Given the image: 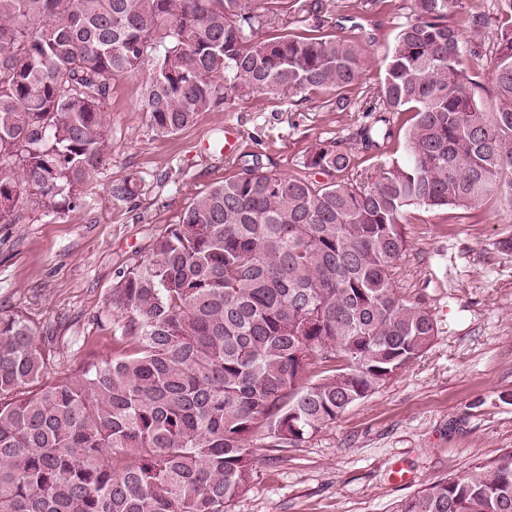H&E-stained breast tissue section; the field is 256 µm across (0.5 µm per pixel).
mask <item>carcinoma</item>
<instances>
[{"label":"carcinoma","mask_w":512,"mask_h":512,"mask_svg":"<svg viewBox=\"0 0 512 512\" xmlns=\"http://www.w3.org/2000/svg\"><path fill=\"white\" fill-rule=\"evenodd\" d=\"M311 24L281 33L274 17ZM369 121L319 141L292 174L239 153L112 288V355L43 381L55 356L24 315L0 316V512H226L258 437L286 448L341 417L436 336L391 272L406 215L512 213V0H409ZM328 0H0V222L74 193L112 150L113 84L141 78L161 137L250 96L330 90L358 106L363 31ZM492 25L491 46L466 36ZM490 57L495 102L467 65ZM390 157L372 183L361 157ZM131 175L111 201L138 196ZM397 512H512V448L431 482Z\"/></svg>","instance_id":"cac0c4a2"}]
</instances>
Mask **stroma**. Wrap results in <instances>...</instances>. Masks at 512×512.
I'll list each match as a JSON object with an SVG mask.
<instances>
[{"label": "stroma", "mask_w": 512, "mask_h": 512, "mask_svg": "<svg viewBox=\"0 0 512 512\" xmlns=\"http://www.w3.org/2000/svg\"><path fill=\"white\" fill-rule=\"evenodd\" d=\"M405 17L390 6L327 13L333 30L358 22L375 38L364 89L383 80L385 52ZM140 93L135 78L114 85L112 151L80 187L84 207L61 214L48 201L28 221L0 223V315L25 314L38 336L55 337L51 379L86 362L78 337H96L97 356L111 355L112 338L95 320L111 307L118 269L144 255L194 195L223 180L229 158L257 150L290 173L307 146L351 136L365 121L331 111L329 91L297 107L259 96L162 138L140 110ZM220 127L237 142L218 153L207 143ZM130 175L141 180L138 196L113 204L111 184ZM446 217L409 211L408 249L393 272L401 294L432 315V344L320 433L288 448H256L253 480L229 512H396L426 483L512 448V252L499 246L512 235V215L491 212L480 224Z\"/></svg>", "instance_id": "obj_1"}]
</instances>
